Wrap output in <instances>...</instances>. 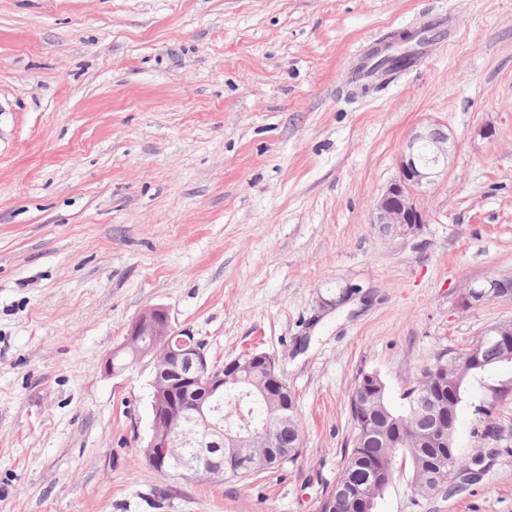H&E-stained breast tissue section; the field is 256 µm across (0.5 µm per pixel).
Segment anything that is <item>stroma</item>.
I'll return each mask as SVG.
<instances>
[{"mask_svg": "<svg viewBox=\"0 0 512 512\" xmlns=\"http://www.w3.org/2000/svg\"><path fill=\"white\" fill-rule=\"evenodd\" d=\"M447 16L411 68L354 94L361 50ZM456 143L416 236L374 206L411 132ZM512 0H0V512H315L360 373L404 391L512 298ZM217 362L283 369L295 461L172 479L142 446L152 366L105 363L147 308ZM458 492L410 460L374 512H512V364L470 376ZM461 297L468 306L496 298H511L512 276H492L481 282L468 283L463 288Z\"/></svg>", "mask_w": 512, "mask_h": 512, "instance_id": "1", "label": "stroma"}]
</instances>
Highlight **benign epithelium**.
<instances>
[{
  "instance_id": "obj_1",
  "label": "benign epithelium",
  "mask_w": 512,
  "mask_h": 512,
  "mask_svg": "<svg viewBox=\"0 0 512 512\" xmlns=\"http://www.w3.org/2000/svg\"><path fill=\"white\" fill-rule=\"evenodd\" d=\"M455 143L445 125L434 122L414 130L405 141L398 160L396 177L389 183L375 205L373 223L394 237L407 238L426 223V214L418 202V190L435 183L447 168ZM512 297V276L499 275L471 282L462 292L463 301L471 306L496 298ZM482 342L474 345L463 359H451L440 364L426 379L429 386L456 390L466 375L485 369L483 344L491 341L506 356L512 357V321L496 323L481 332ZM125 346L139 361L150 358L154 377L151 401V435L146 447L153 468L162 471L176 455V449L186 445L197 448L198 464L194 477L199 480H224L226 473L255 474L284 462L288 453L271 444L265 431H250L248 435L224 430L214 422L208 400L224 393V382L234 380L239 370L248 365L261 370L266 377L261 394L275 399L280 406L279 420L288 423L287 382L273 358L265 353L236 357L219 366L210 360L204 343L180 334L172 327L168 312L160 307L146 309L132 324ZM371 383L358 388L352 399L363 412L380 378L369 376ZM414 424L426 423L429 433L446 442L455 434V417L448 404L434 394L416 403L412 412ZM336 499L357 502V512H370L372 494L353 491L340 483Z\"/></svg>"
}]
</instances>
